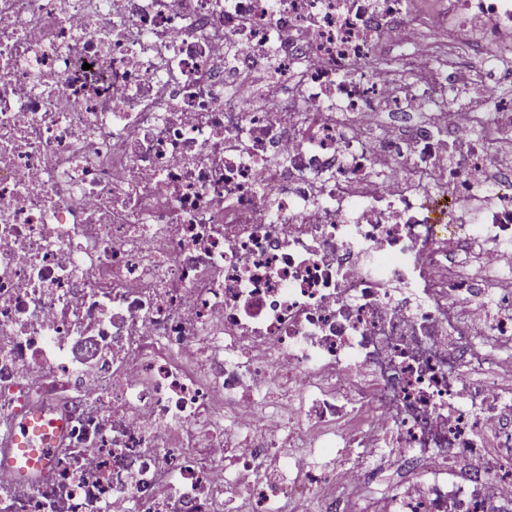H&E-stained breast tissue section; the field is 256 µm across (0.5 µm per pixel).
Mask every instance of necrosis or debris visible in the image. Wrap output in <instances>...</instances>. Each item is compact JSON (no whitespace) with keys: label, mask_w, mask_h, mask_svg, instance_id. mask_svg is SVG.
<instances>
[{"label":"necrosis or debris","mask_w":512,"mask_h":512,"mask_svg":"<svg viewBox=\"0 0 512 512\" xmlns=\"http://www.w3.org/2000/svg\"><path fill=\"white\" fill-rule=\"evenodd\" d=\"M403 2L0 0V512H512V0ZM465 28V39L455 43V62L462 58L468 62L469 66L479 67L481 65L482 52L484 50V46L481 44L484 22L471 19L467 21ZM402 42L400 36H386L377 41L373 48V61L386 64L407 81L409 76L403 67Z\"/></svg>","instance_id":"1"}]
</instances>
